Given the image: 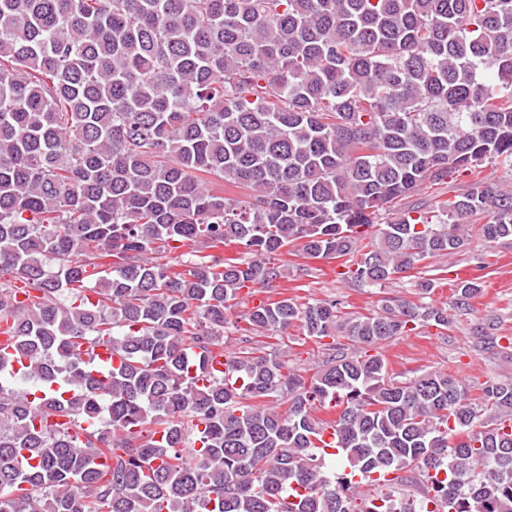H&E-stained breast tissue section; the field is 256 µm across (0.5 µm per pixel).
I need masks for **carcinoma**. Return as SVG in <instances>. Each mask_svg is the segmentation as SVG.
I'll use <instances>...</instances> for the list:
<instances>
[{
	"label": "carcinoma",
	"instance_id": "obj_1",
	"mask_svg": "<svg viewBox=\"0 0 512 512\" xmlns=\"http://www.w3.org/2000/svg\"><path fill=\"white\" fill-rule=\"evenodd\" d=\"M486 162L512 172V0H0V512H512V380L380 352L477 278L369 315L284 295L245 314L239 383L208 372L291 245L367 286L464 219L511 245ZM296 325L329 351L309 377L251 347ZM431 470L356 504L354 472ZM251 306L247 300L236 303L227 311L228 324L224 329V349L226 351H235L240 346V333L236 330L235 325L244 327V322L241 321L243 314Z\"/></svg>",
	"mask_w": 512,
	"mask_h": 512
}]
</instances>
